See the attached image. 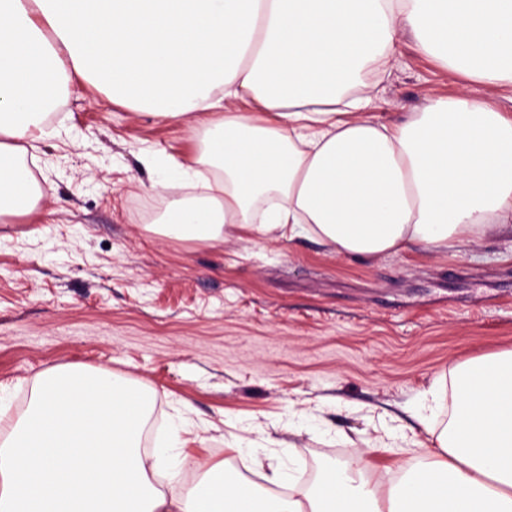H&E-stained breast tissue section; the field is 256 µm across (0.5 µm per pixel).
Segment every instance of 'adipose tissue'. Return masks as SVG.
<instances>
[{
    "label": "adipose tissue",
    "instance_id": "1",
    "mask_svg": "<svg viewBox=\"0 0 512 512\" xmlns=\"http://www.w3.org/2000/svg\"><path fill=\"white\" fill-rule=\"evenodd\" d=\"M402 29L468 83L388 125L372 78ZM76 80L187 122L217 169L204 196L168 201L152 230L170 239L308 237L368 262L512 229V114L477 97L512 88V0H0V219L43 198L28 145ZM153 401L107 374L44 373L25 413L0 411V512H512V350L421 393L425 462L383 482L360 459L288 500L220 464L185 486L176 433L144 459Z\"/></svg>",
    "mask_w": 512,
    "mask_h": 512
}]
</instances>
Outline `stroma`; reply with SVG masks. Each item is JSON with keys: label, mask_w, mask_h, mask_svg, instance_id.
<instances>
[{"label": "stroma", "mask_w": 512, "mask_h": 512, "mask_svg": "<svg viewBox=\"0 0 512 512\" xmlns=\"http://www.w3.org/2000/svg\"><path fill=\"white\" fill-rule=\"evenodd\" d=\"M373 112L397 122L456 95L401 31ZM28 151L46 188L36 212L0 223V383L22 414L45 372L104 370L152 389L147 447L188 424L177 457L249 480L252 453L316 489L358 459L371 473L423 457L412 410L434 377L512 350V231L480 243L349 260L297 238H228L212 247L146 231L148 211L197 191L152 190L145 148L205 177L185 124L113 103L75 82Z\"/></svg>", "instance_id": "obj_1"}]
</instances>
